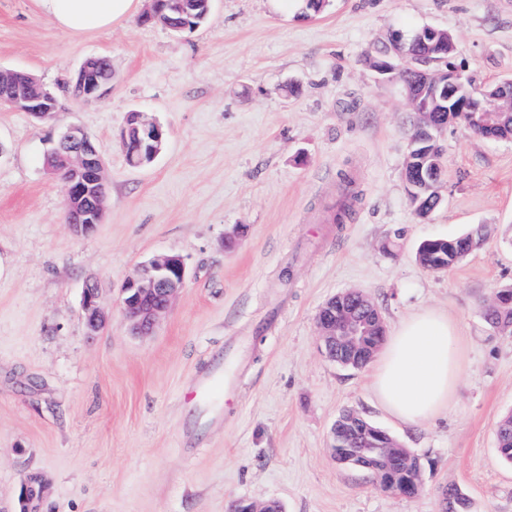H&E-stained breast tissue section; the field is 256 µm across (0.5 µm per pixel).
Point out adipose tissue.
Returning <instances> with one entry per match:
<instances>
[{"label": "adipose tissue", "instance_id": "obj_1", "mask_svg": "<svg viewBox=\"0 0 512 512\" xmlns=\"http://www.w3.org/2000/svg\"><path fill=\"white\" fill-rule=\"evenodd\" d=\"M39 5L57 27L81 34L131 17L138 0H39ZM462 366L454 321L425 310L387 336L372 366L371 386L384 410L417 427L436 420L453 404Z\"/></svg>", "mask_w": 512, "mask_h": 512}]
</instances>
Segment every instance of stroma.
Returning <instances> with one entry per match:
<instances>
[{
    "instance_id": "obj_1",
    "label": "stroma",
    "mask_w": 512,
    "mask_h": 512,
    "mask_svg": "<svg viewBox=\"0 0 512 512\" xmlns=\"http://www.w3.org/2000/svg\"><path fill=\"white\" fill-rule=\"evenodd\" d=\"M425 26L453 34L477 88L512 79V0H331L306 18L296 0H213L192 31L134 16L81 35L38 0H0V69L59 96L49 122L0 105V512H15L34 474L49 484L42 512H228L241 498L285 512H441L449 485L471 512H512V467L496 452L512 413V335L481 311L512 287V140L449 125L444 203L416 219L403 180L412 109L372 63L390 31ZM96 55L112 62V89L73 101L63 84ZM134 111L166 132L142 168L121 144ZM70 125L94 138L111 196L86 235L67 224L63 185L43 166ZM478 225L484 244L447 271L417 262L420 241ZM161 252L181 254L190 275L137 337L121 286ZM87 283L108 315L93 337ZM352 289L389 331L424 309L458 324L460 386L435 423L401 425L367 369L323 355L315 315ZM216 375L222 395L202 398ZM347 410L413 451L417 496L336 463L330 431Z\"/></svg>"
}]
</instances>
